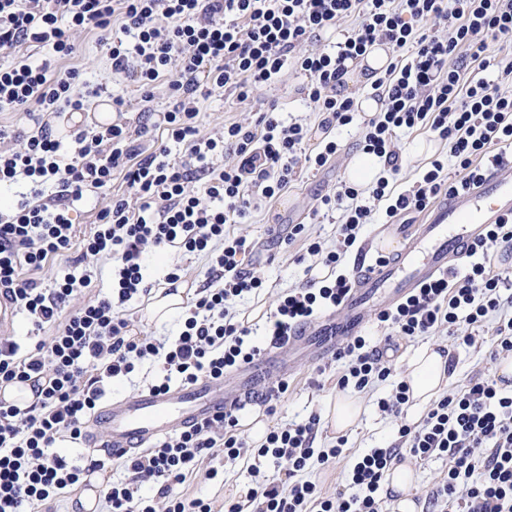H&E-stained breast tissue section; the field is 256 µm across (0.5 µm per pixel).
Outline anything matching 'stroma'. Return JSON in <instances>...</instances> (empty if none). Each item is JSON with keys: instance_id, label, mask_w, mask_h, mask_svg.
<instances>
[{"instance_id": "35a3bbf8", "label": "stroma", "mask_w": 512, "mask_h": 512, "mask_svg": "<svg viewBox=\"0 0 512 512\" xmlns=\"http://www.w3.org/2000/svg\"><path fill=\"white\" fill-rule=\"evenodd\" d=\"M72 40L76 51L71 58L55 60L49 49L34 50L32 59L36 63H50L52 70H78L81 80L88 86L107 83L108 63L103 49L97 43L95 32L85 31L73 34ZM258 103H237L234 99H210L203 106L200 123L204 131H216L222 128L226 120L245 123L256 121ZM342 150L336 159L325 169L316 171L303 169L297 180L292 182L288 192L270 203L261 211L253 213L245 223L236 225L235 233L260 242L261 249L250 258L257 274L264 280V289L258 296L242 302L238 310L247 314L255 309L272 310L277 297L291 288L299 287L304 282L303 268L297 265L295 257L300 251L299 245L283 247L281 238L285 237L289 225H309L314 235L320 236L327 247L336 244V225L332 216L317 213L316 207L321 196L329 193L336 182L345 179L347 165L356 152V126L341 129L337 134ZM149 280L155 288L165 287L164 276L169 267L178 265L182 268V283L193 288L201 284L203 273L207 268L205 257L186 255L170 249L164 252L152 251L148 254ZM497 316H489L484 322L480 335L474 346L454 349L455 364L448 376V391L463 387L470 377L484 374L497 377L498 363L487 354L488 344L495 334ZM338 366L333 359L315 360L303 357L295 371L272 373L271 381L289 377L290 388L277 403V412L269 416V425L299 421L310 412H322L328 399L336 397V372ZM392 392L391 382H384L367 392L361 393L359 399L363 412L356 425L347 431L345 456L335 466L322 468L311 466L304 474L305 479L315 482L323 494L332 495L344 486L345 473L355 458L372 448H386L394 444L398 437L400 421L398 418L379 412V399L389 397ZM215 466L223 472L222 478L205 479L204 475L192 478L187 489L190 494L212 501L214 507H221L224 500L245 501L246 495L254 485V478L245 466L216 458Z\"/></svg>"}]
</instances>
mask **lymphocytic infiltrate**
Segmentation results:
<instances>
[{"instance_id": "1", "label": "lymphocytic infiltrate", "mask_w": 512, "mask_h": 512, "mask_svg": "<svg viewBox=\"0 0 512 512\" xmlns=\"http://www.w3.org/2000/svg\"><path fill=\"white\" fill-rule=\"evenodd\" d=\"M350 19L354 27L330 47L303 51L304 43ZM437 19L441 28H428ZM94 30L107 50L113 81H132L144 117L153 125L131 130L115 120L75 135L72 156L52 123L64 111L84 112L101 88L78 91L76 71L52 72L26 51L50 48L60 60L75 45L69 34ZM512 38V0H0V109L32 115L36 130L22 148L0 129V185L26 181L28 196L0 209V296L31 324L49 330L35 345L0 336V385L31 384L34 400L19 408L0 403V512H40L104 461L80 465L55 452L58 441L81 443L92 414L112 380L150 360L159 375L150 388L188 385L252 363L262 350L235 307L263 286L246 260L256 244L235 234L244 223L287 191L299 164L320 170L339 153L336 128L353 123L358 106L344 89L350 63L373 46L391 54L372 81L380 105L364 122L362 151L384 157L386 170L366 189L338 181L321 197L339 212L336 246L324 248L305 225L288 227L328 273L309 277L276 300L267 339L277 342L326 309L341 308L353 276L341 271L360 232L385 202L394 219L421 213L443 195L479 182L490 169L512 166V55L491 56L490 42ZM302 75L294 92L320 117L317 127L285 121L278 100L263 101L252 123L225 122L205 133L200 112L206 100L245 102L258 90L282 84L288 72ZM167 84L172 109L155 113V90ZM430 132L448 155L428 158L410 188L394 191L401 161L394 140L401 131ZM180 147L172 158V147ZM232 156L224 166L215 157ZM454 176H447V169ZM111 193L84 237L73 222L76 205L90 192ZM174 248L208 260L205 280L177 336L141 335L125 315L132 301L148 295L147 249ZM512 252V223L493 224L470 246L465 269L451 268L424 282L393 306L379 310L378 327L389 335L420 338L446 331L456 346L470 347L492 314L500 319L490 359L512 356V274L487 264L490 253ZM69 266L57 268L59 258ZM111 261V286L97 292L96 260ZM87 303L72 307L79 296ZM467 333H457L459 324ZM342 363L339 391L357 393L394 373L370 336L347 337L335 353ZM239 407L210 421L170 433L146 451L124 456V480L107 483V512H212L210 503L187 495L198 474L215 478L217 456L248 462L258 476L249 494L257 512H386L383 481L404 456L444 458L448 474L428 498L430 512H512V396L496 380L470 379L460 390L433 400L419 423H403L391 447L373 448L347 472L350 493L322 495L300 480L310 462L330 467L347 440L315 445L320 417L270 428L253 442L239 427ZM273 459L286 481L260 478L259 459ZM151 484L153 496L142 493Z\"/></svg>"}]
</instances>
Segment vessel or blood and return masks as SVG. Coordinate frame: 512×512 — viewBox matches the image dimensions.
<instances>
[{
    "label": "vessel or blood",
    "instance_id": "vessel-or-blood-1",
    "mask_svg": "<svg viewBox=\"0 0 512 512\" xmlns=\"http://www.w3.org/2000/svg\"><path fill=\"white\" fill-rule=\"evenodd\" d=\"M511 220L512 173L490 170L478 184L436 203L422 223L384 227V234L402 236L405 246L384 264L357 267L343 305L345 318L327 316L287 341L268 346L260 359L238 371L232 388H225L220 379H203L162 392L113 399L94 415L85 445L107 454L142 450L170 432L209 420L225 407L250 399L266 390L262 373L282 353L307 344L320 354H333L339 338L350 335L358 324L366 304L406 296L431 277L457 266L489 225Z\"/></svg>",
    "mask_w": 512,
    "mask_h": 512
}]
</instances>
